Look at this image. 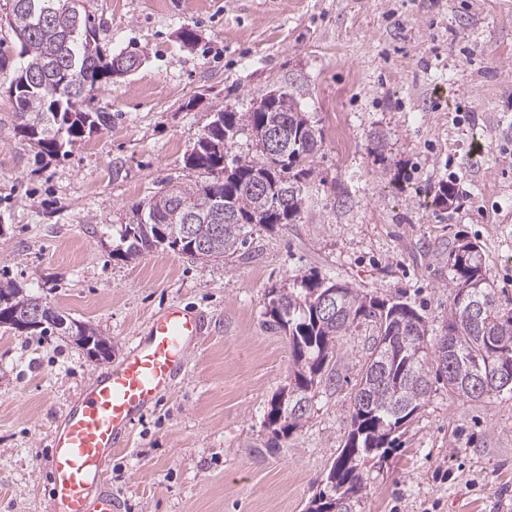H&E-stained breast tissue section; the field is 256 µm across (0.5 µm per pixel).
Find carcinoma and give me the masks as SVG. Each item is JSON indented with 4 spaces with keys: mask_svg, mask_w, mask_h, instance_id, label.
Returning a JSON list of instances; mask_svg holds the SVG:
<instances>
[{
    "mask_svg": "<svg viewBox=\"0 0 512 512\" xmlns=\"http://www.w3.org/2000/svg\"><path fill=\"white\" fill-rule=\"evenodd\" d=\"M81 0H9L5 15L18 46V70L34 72L35 82L15 87L16 134L54 158L66 147L102 127L112 113L91 106L95 92L113 79L114 55L103 48L102 29L79 9ZM282 133L283 155L270 157L264 131ZM248 134L253 154H233L237 137ZM318 150V135L292 93L260 109L243 112L230 104L213 107V119L185 160L195 175L189 189L171 185L131 208L120 226L112 256L134 259L157 248L204 262L224 260L247 243V228L291 224L302 211L305 165ZM268 191L252 188L257 176ZM449 287L454 289L444 334L434 339L424 317L402 301L339 284L335 319L319 311L322 293L334 282L304 276L289 287L272 288L265 303L266 324L284 333L295 370L288 386L273 395L265 419L267 447L279 449L308 418L312 390L324 382V369L336 353V338L361 320L375 324L377 336L356 383L351 430L309 502L307 512H353L367 488L365 459L388 450L393 434L422 407L431 374L448 382V393L466 400L501 392L496 378L512 377V310L497 304L485 274L481 248L461 240L449 252ZM28 305L47 299L0 282V314L19 317ZM477 306L475 317L469 307ZM93 339L97 360L112 358L111 342L86 322L57 312L32 334L70 338V327ZM388 345H383V342ZM305 407L300 408V401Z\"/></svg>",
    "mask_w": 512,
    "mask_h": 512,
    "instance_id": "carcinoma-1",
    "label": "carcinoma"
}]
</instances>
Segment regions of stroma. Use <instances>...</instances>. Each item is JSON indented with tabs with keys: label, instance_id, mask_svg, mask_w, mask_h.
Instances as JSON below:
<instances>
[{
	"label": "stroma",
	"instance_id": "obj_1",
	"mask_svg": "<svg viewBox=\"0 0 512 512\" xmlns=\"http://www.w3.org/2000/svg\"><path fill=\"white\" fill-rule=\"evenodd\" d=\"M0 0V279L46 296L112 343L97 362L58 336L0 327V512H50V431L99 372L173 304L204 334L169 394L134 425L106 480L122 512H306L345 444L376 330L336 341L334 386L265 451L272 396L292 358L267 328L271 288L332 277L410 303L432 335L454 291L448 252L477 243L512 309V0H82L113 53L141 66L97 91L112 124L37 159L14 131L17 45ZM195 45L184 46L182 27ZM294 93L321 135L306 204L253 226L247 254L203 262L157 249L113 257L131 207L188 185L211 107ZM452 185V208L435 205ZM355 512H512V393L476 401L433 380L384 458L367 460Z\"/></svg>",
	"mask_w": 512,
	"mask_h": 512
}]
</instances>
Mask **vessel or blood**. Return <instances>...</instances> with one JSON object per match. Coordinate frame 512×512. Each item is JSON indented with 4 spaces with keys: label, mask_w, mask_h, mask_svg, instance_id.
<instances>
[{
    "label": "vessel or blood",
    "mask_w": 512,
    "mask_h": 512,
    "mask_svg": "<svg viewBox=\"0 0 512 512\" xmlns=\"http://www.w3.org/2000/svg\"><path fill=\"white\" fill-rule=\"evenodd\" d=\"M202 333L199 314L168 306L148 321L146 338L128 346L117 368L87 385L50 436V512H121L120 498L104 487L112 452L126 446L134 423L172 388Z\"/></svg>",
    "instance_id": "obj_1"
}]
</instances>
